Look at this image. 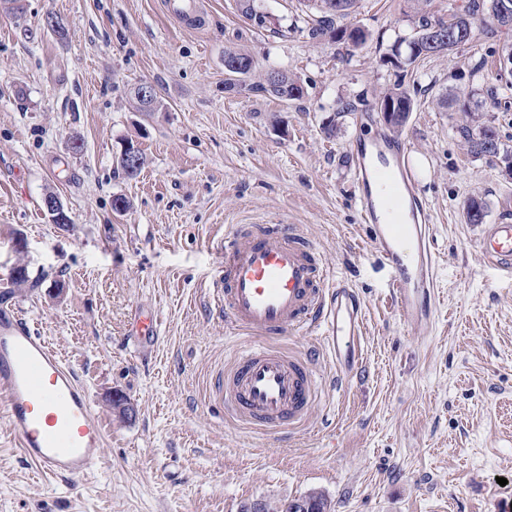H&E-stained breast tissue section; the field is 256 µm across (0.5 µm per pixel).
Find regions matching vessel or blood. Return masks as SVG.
I'll return each mask as SVG.
<instances>
[{
    "mask_svg": "<svg viewBox=\"0 0 512 512\" xmlns=\"http://www.w3.org/2000/svg\"><path fill=\"white\" fill-rule=\"evenodd\" d=\"M353 180L361 219L390 273V295L412 327L432 325L435 269L431 216L390 143L356 142ZM484 261L512 273V220L488 225L476 244ZM217 280L226 330L262 341L224 370V413L259 431L295 432L320 395L316 356L270 347L319 334L348 377L363 356L356 292L334 283L300 224H233L224 231ZM0 416L24 457L44 473L82 478L105 460V430L86 389L16 308L0 311Z\"/></svg>",
    "mask_w": 512,
    "mask_h": 512,
    "instance_id": "vessel-or-blood-1",
    "label": "vessel or blood"
}]
</instances>
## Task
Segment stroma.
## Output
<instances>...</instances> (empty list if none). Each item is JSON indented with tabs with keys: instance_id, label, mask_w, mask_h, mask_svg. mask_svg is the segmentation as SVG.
Segmentation results:
<instances>
[{
	"instance_id": "35a3bbf8",
	"label": "stroma",
	"mask_w": 512,
	"mask_h": 512,
	"mask_svg": "<svg viewBox=\"0 0 512 512\" xmlns=\"http://www.w3.org/2000/svg\"><path fill=\"white\" fill-rule=\"evenodd\" d=\"M469 2L360 0L344 24L369 40L350 54L310 38L298 0H199V29L164 0H0V273L28 274L0 284V308L18 307L60 353L107 431L104 465L62 480L26 460L0 418V512H240L313 490L332 512H512V276L475 247L512 211V177L457 131L465 100L512 151V72L500 67L512 31L477 27L450 54L401 69L391 58L421 16ZM228 48L295 74L303 97L225 91ZM398 80L415 106L396 132L374 106ZM141 83L160 110L135 111ZM379 134L404 145L431 212L428 329L401 320L361 222L351 142ZM129 141L145 157L133 178L117 164ZM49 193L70 223L51 222ZM473 199L484 224L465 220ZM280 223L304 225L365 323L363 369L339 386L320 337L275 340L321 352L322 398L291 441L226 419L216 388L255 342L227 335L216 307L224 228ZM146 312L159 336L140 347ZM118 392L133 417L113 409Z\"/></svg>"
}]
</instances>
